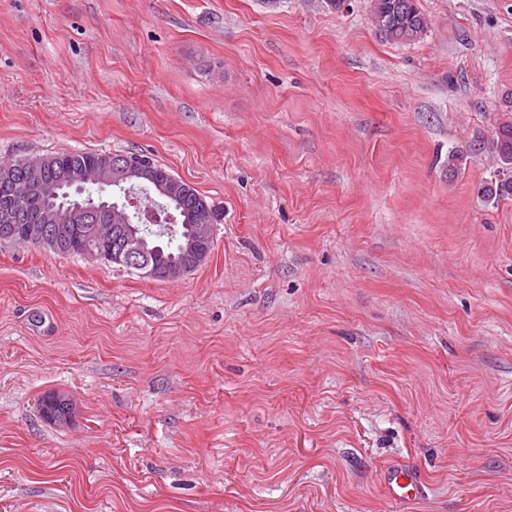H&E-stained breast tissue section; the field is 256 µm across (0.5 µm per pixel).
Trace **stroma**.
Wrapping results in <instances>:
<instances>
[{
  "label": "stroma",
  "mask_w": 512,
  "mask_h": 512,
  "mask_svg": "<svg viewBox=\"0 0 512 512\" xmlns=\"http://www.w3.org/2000/svg\"><path fill=\"white\" fill-rule=\"evenodd\" d=\"M370 6L0 0V162L142 152L221 213L176 282L0 241V512H512V0ZM371 23L390 42H413L428 29V19L417 0H372ZM492 140L499 160L503 164L502 170L499 171L503 178L482 187L479 192L482 196L494 198L497 201L503 198L512 199V122H504L495 128ZM67 399L68 395L57 391L44 394L39 399L41 416L48 421L58 422V418L70 411V403ZM385 484L389 495L394 499L410 498L420 489L416 475L405 468H395L385 477Z\"/></svg>",
  "instance_id": "stroma-1"
}]
</instances>
